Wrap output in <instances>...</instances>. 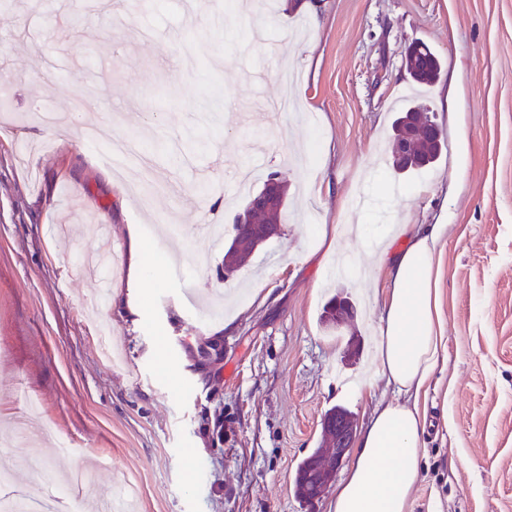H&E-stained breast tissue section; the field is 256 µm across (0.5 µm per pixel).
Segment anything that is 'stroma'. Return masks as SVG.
<instances>
[{
    "label": "stroma",
    "instance_id": "obj_1",
    "mask_svg": "<svg viewBox=\"0 0 512 512\" xmlns=\"http://www.w3.org/2000/svg\"><path fill=\"white\" fill-rule=\"evenodd\" d=\"M272 2L0 7V471L51 495L42 471L88 473L67 512L130 485L136 512H331L332 495L304 507L293 491L324 413L344 407L361 430L398 398L371 379L391 286L372 241L444 224L445 360L420 397L407 512H512V0ZM415 41L444 61L423 98L448 150L399 175L383 156ZM130 138L152 159L147 206L138 167L106 159ZM249 163L288 195L280 234L228 278L227 240L184 231L231 225L263 186L238 192ZM91 222L118 261L87 279ZM138 244L154 271L136 278ZM337 292L359 307L336 332L320 315ZM213 340L222 355L199 364Z\"/></svg>",
    "mask_w": 512,
    "mask_h": 512
}]
</instances>
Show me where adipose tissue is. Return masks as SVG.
<instances>
[{"instance_id": "1", "label": "adipose tissue", "mask_w": 512, "mask_h": 512, "mask_svg": "<svg viewBox=\"0 0 512 512\" xmlns=\"http://www.w3.org/2000/svg\"><path fill=\"white\" fill-rule=\"evenodd\" d=\"M447 233V225L434 224L401 252L378 256L393 273L378 372L401 394H420L439 366L444 343L433 257ZM425 428L418 405L398 402L376 411L334 491V512H405L420 474Z\"/></svg>"}]
</instances>
